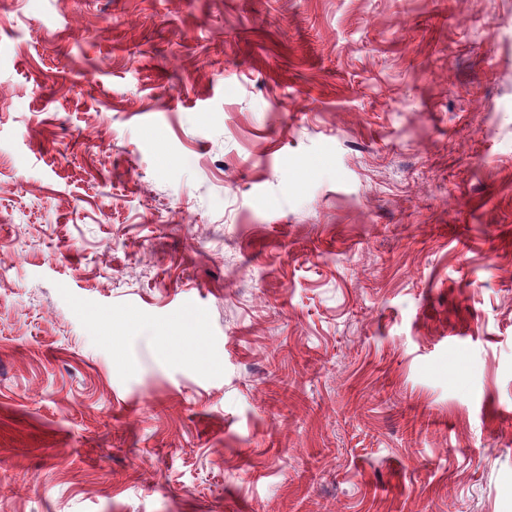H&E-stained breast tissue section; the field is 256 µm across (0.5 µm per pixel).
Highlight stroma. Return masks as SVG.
<instances>
[{
  "mask_svg": "<svg viewBox=\"0 0 512 512\" xmlns=\"http://www.w3.org/2000/svg\"><path fill=\"white\" fill-rule=\"evenodd\" d=\"M8 512H512V0H0Z\"/></svg>",
  "mask_w": 512,
  "mask_h": 512,
  "instance_id": "1",
  "label": "stroma"
}]
</instances>
